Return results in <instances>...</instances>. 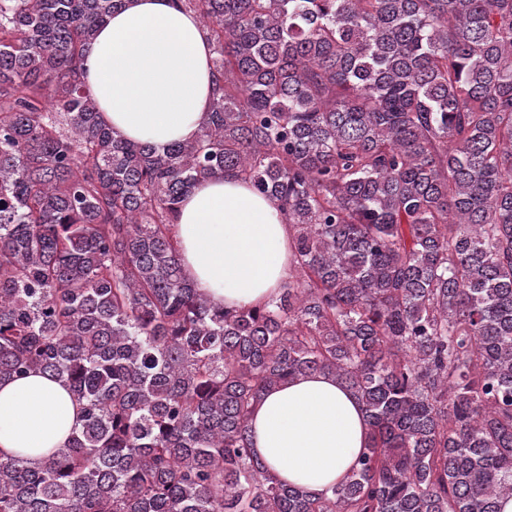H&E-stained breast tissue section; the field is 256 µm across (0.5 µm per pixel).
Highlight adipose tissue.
<instances>
[{
    "label": "adipose tissue",
    "instance_id": "1",
    "mask_svg": "<svg viewBox=\"0 0 512 512\" xmlns=\"http://www.w3.org/2000/svg\"><path fill=\"white\" fill-rule=\"evenodd\" d=\"M213 50L197 16L173 0H129L85 51V81L123 139L161 149L196 138L214 97ZM185 277L227 309L265 304L293 271L279 207L234 174L201 180L173 226ZM69 388L33 373L0 382V457L37 460L80 424ZM257 456L285 483L319 494L370 439L360 401L334 376H303L265 392L250 420Z\"/></svg>",
    "mask_w": 512,
    "mask_h": 512
}]
</instances>
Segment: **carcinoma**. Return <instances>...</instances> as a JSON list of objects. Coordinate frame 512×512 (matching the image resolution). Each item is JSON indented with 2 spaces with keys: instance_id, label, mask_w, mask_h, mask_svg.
Returning a JSON list of instances; mask_svg holds the SVG:
<instances>
[{
  "instance_id": "carcinoma-1",
  "label": "carcinoma",
  "mask_w": 512,
  "mask_h": 512,
  "mask_svg": "<svg viewBox=\"0 0 512 512\" xmlns=\"http://www.w3.org/2000/svg\"><path fill=\"white\" fill-rule=\"evenodd\" d=\"M214 46L192 141L115 136L82 53L127 0H0V379L81 408L0 512H501L512 497V0H175ZM274 200L293 271L227 310L172 234L200 180ZM327 373L370 443L314 495L250 446Z\"/></svg>"
}]
</instances>
